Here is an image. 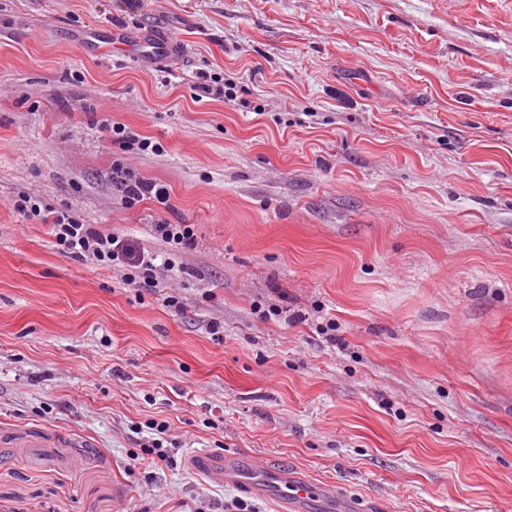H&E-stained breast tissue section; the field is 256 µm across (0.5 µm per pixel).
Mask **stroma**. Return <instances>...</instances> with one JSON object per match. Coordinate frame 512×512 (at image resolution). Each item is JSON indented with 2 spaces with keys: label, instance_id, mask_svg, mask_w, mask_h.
Returning a JSON list of instances; mask_svg holds the SVG:
<instances>
[{
  "label": "stroma",
  "instance_id": "stroma-1",
  "mask_svg": "<svg viewBox=\"0 0 512 512\" xmlns=\"http://www.w3.org/2000/svg\"><path fill=\"white\" fill-rule=\"evenodd\" d=\"M23 194L194 244L127 286ZM195 448L335 487L308 512H512V0H0V512H279ZM112 133L113 142L117 143L119 147L125 152H130L135 149V153L145 152L149 149L151 151L159 150L158 144H152V141L147 138H143L141 135L134 132L132 129L126 127L125 125H113ZM119 190L122 193L121 200L128 207L144 199H152L165 210H169L171 205L170 195L164 186L129 174L121 180ZM188 224H169L159 219L154 224L155 233L168 243L173 249L179 251L194 244V232Z\"/></svg>",
  "mask_w": 512,
  "mask_h": 512
}]
</instances>
